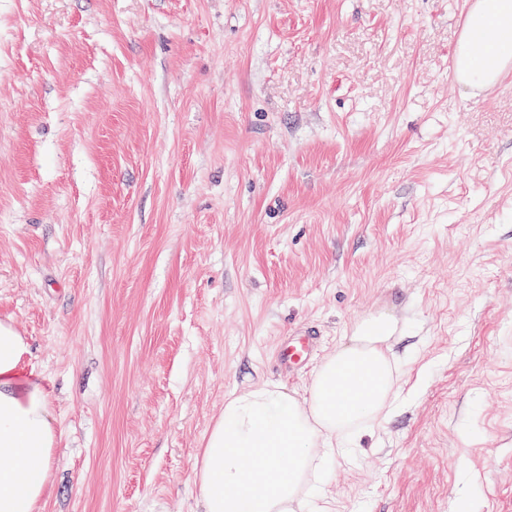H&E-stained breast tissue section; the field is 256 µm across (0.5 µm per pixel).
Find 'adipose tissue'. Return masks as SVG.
Segmentation results:
<instances>
[{
  "mask_svg": "<svg viewBox=\"0 0 512 512\" xmlns=\"http://www.w3.org/2000/svg\"><path fill=\"white\" fill-rule=\"evenodd\" d=\"M457 81L476 89L512 73V0H471L455 50ZM397 319L356 322L304 392L262 384L231 396L196 461L204 512H329L324 487L337 458L382 424L402 377ZM29 344L0 320V512H38L51 485L56 419L27 374Z\"/></svg>",
  "mask_w": 512,
  "mask_h": 512,
  "instance_id": "adipose-tissue-1",
  "label": "adipose tissue"
}]
</instances>
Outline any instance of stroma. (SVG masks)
I'll return each mask as SVG.
<instances>
[{"label":"stroma","mask_w":512,"mask_h":512,"mask_svg":"<svg viewBox=\"0 0 512 512\" xmlns=\"http://www.w3.org/2000/svg\"><path fill=\"white\" fill-rule=\"evenodd\" d=\"M469 2L0 0V318L56 417L40 512H202L225 399L303 391L373 311L401 393L333 512H512V75L456 82Z\"/></svg>","instance_id":"35a3bbf8"}]
</instances>
